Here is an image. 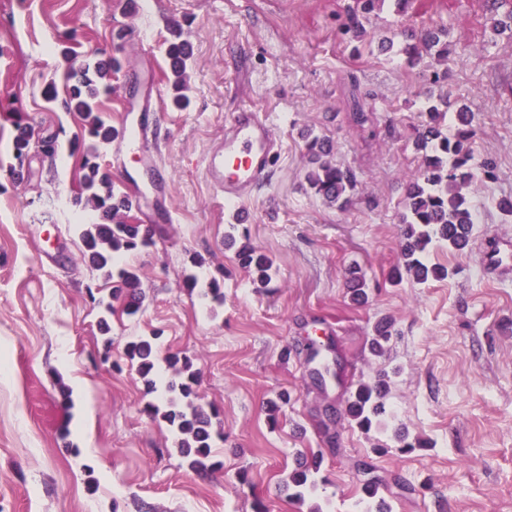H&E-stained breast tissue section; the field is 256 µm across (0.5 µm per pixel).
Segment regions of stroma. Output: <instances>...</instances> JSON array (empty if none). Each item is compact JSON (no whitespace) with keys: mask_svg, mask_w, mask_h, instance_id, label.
<instances>
[{"mask_svg":"<svg viewBox=\"0 0 512 512\" xmlns=\"http://www.w3.org/2000/svg\"><path fill=\"white\" fill-rule=\"evenodd\" d=\"M140 2L129 18L127 0H0V512H366L362 463L391 512H512V272L481 267L483 248L512 236V216L496 206L512 196V31L492 30L486 0H411L407 24L388 10L364 19L355 54L338 37L353 0ZM423 27L447 31L448 56L411 68L399 49ZM178 38L192 47L183 109L167 81V48ZM65 49L120 60L99 101L113 128L143 81L163 95L158 151L172 176L174 221L152 223L149 206L131 211V222L154 229L153 246L122 256L145 299L136 317L112 314L106 337L96 300L109 292L82 262L73 231L71 151L84 125L44 97L51 83L67 91ZM431 95L448 96L452 113L470 106V149L475 161L493 160L495 178L470 190V248L429 254L450 277L397 283L399 216ZM237 105L265 112L283 145L247 202L250 238L276 268L265 288L225 247L235 206L203 172ZM357 111L366 123L356 124ZM19 123L33 145L14 181ZM308 130L353 173L348 209L307 183ZM48 135L60 146L52 156L39 147ZM100 162L121 191L149 194L152 174L126 147L110 144ZM192 269L223 276L221 307L185 287ZM354 271L368 294L362 304L347 287ZM384 317L392 335L377 356L370 339ZM152 334L160 355L186 354L200 372L198 394L222 434L208 477L188 469L166 423L143 411L148 398L124 347ZM322 337L343 378L323 388L308 361L309 343ZM384 373L378 428L326 420L324 407L344 411L357 383ZM399 431L424 447L400 451ZM317 453L318 487L297 501L289 475L297 457Z\"/></svg>","mask_w":512,"mask_h":512,"instance_id":"stroma-1","label":"stroma"}]
</instances>
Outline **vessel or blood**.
<instances>
[{"label": "vessel or blood", "mask_w": 512, "mask_h": 512, "mask_svg": "<svg viewBox=\"0 0 512 512\" xmlns=\"http://www.w3.org/2000/svg\"><path fill=\"white\" fill-rule=\"evenodd\" d=\"M224 140L213 146L205 158V177L209 185L226 201L240 204L242 221L251 213L244 203L268 176V169L279 156L282 145L272 137L266 114L247 106H237L224 120ZM155 125L148 118L126 119V145L139 163L157 164L154 141ZM485 268L491 272L512 269V239L502 237L483 252Z\"/></svg>", "instance_id": "1"}]
</instances>
